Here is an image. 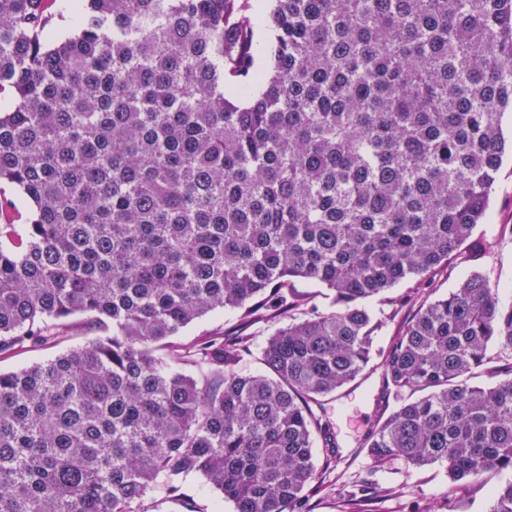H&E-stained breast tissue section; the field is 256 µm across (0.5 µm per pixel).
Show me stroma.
<instances>
[{"label": "stroma", "mask_w": 512, "mask_h": 512, "mask_svg": "<svg viewBox=\"0 0 512 512\" xmlns=\"http://www.w3.org/2000/svg\"><path fill=\"white\" fill-rule=\"evenodd\" d=\"M512 159H505L491 196L490 219L479 225L468 242L469 249L453 268L439 272L431 283L423 285L421 294L436 298L447 294L467 274L480 272L499 287L502 305H512ZM407 285H399L371 301V309L385 317L384 327L374 340L376 349H387L402 330L412 307L400 303ZM271 324L261 322L243 327L232 310L214 312L187 327L182 342L220 333L226 336H249L252 352L243 356L237 368L243 372L259 370L256 351L263 346ZM379 373L367 370L324 401L325 417L338 446L336 463L324 469L321 482L305 504L306 512H349L351 496L362 489L375 488L376 497L362 503L363 512H451L455 503L466 505V512H488L495 488L512 479V472L490 473L477 481L451 484L445 466L434 464L410 469L394 461L376 466L368 457L364 442L379 423L377 398ZM146 512H234L232 503L224 501L202 479H191L183 498L174 500L156 494L144 502Z\"/></svg>", "instance_id": "1"}]
</instances>
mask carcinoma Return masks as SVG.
<instances>
[{"instance_id": "1", "label": "carcinoma", "mask_w": 512, "mask_h": 512, "mask_svg": "<svg viewBox=\"0 0 512 512\" xmlns=\"http://www.w3.org/2000/svg\"><path fill=\"white\" fill-rule=\"evenodd\" d=\"M65 9L0 0V186L33 210L0 226V357L74 315L107 335L0 373V512H144L194 477L302 512L337 456L322 398L378 356L374 464L512 471L497 286L424 300L380 353L366 307L487 221L512 0H82L62 33ZM217 309L288 318L261 370L245 338L172 341Z\"/></svg>"}]
</instances>
